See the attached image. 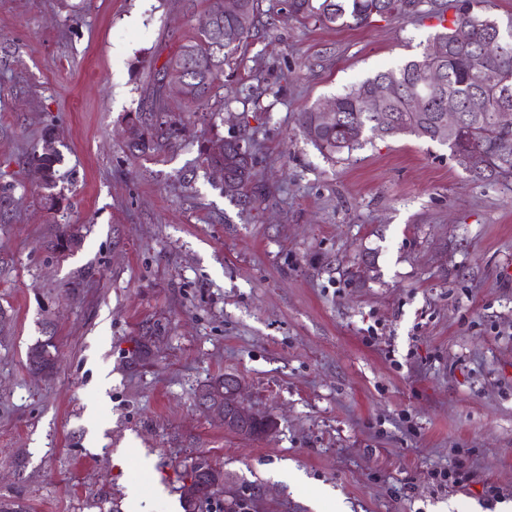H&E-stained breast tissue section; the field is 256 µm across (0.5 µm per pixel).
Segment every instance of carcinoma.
<instances>
[{
    "instance_id": "cac0c4a2",
    "label": "carcinoma",
    "mask_w": 512,
    "mask_h": 512,
    "mask_svg": "<svg viewBox=\"0 0 512 512\" xmlns=\"http://www.w3.org/2000/svg\"><path fill=\"white\" fill-rule=\"evenodd\" d=\"M490 0H288V14L305 22L320 26H361L374 17L406 20L421 13L448 21V26L435 34L419 60H411L397 67L381 71L374 77L354 84L336 96L338 117L328 126L317 123L319 108L302 113L300 125L307 139L331 161L343 159L359 144V129L375 132L376 117L386 118L399 133L448 146L453 159L465 155L481 158L482 166L470 172L478 182L512 180V129L497 125L496 114L512 110V22L502 29L498 21L487 13ZM245 26L234 42L223 43V54L213 57L214 45L224 39V29L236 26L239 20L215 17L210 30H199L196 36L181 45L177 53L162 67L163 71L177 66L188 71L189 78L178 85L160 79L153 91L155 96V121L147 124L136 112L126 121L139 127L137 137L130 141L139 152L155 150L176 132V124L162 119L166 112L165 99L172 95L193 104H202L217 83L223 80L225 69L235 64L236 54L248 38L258 14L259 0H244ZM450 19H445L447 13ZM495 37L503 43V51L496 56H486L481 46L487 38ZM491 68L500 74V86L485 87L478 82L483 70ZM395 80V93L379 103L372 100L376 83ZM460 104L459 115L448 118V97ZM239 141H227L226 152H205V162L210 167H225L238 181V189L225 196L237 200L250 198L252 163L237 159ZM31 165L42 188L48 191L46 200H55L57 186L55 164L57 154L34 151ZM80 234L67 226L50 241L54 251L79 248ZM55 350L47 338L28 348L27 365L34 369L43 365L49 376L55 375L56 364L49 363L43 352ZM224 482V470L209 467L197 481L198 500L195 504L182 503L184 512H202L203 506L219 492Z\"/></svg>"
}]
</instances>
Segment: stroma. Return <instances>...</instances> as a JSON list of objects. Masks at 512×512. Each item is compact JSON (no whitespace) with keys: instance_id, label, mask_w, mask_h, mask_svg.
I'll return each instance as SVG.
<instances>
[{"instance_id":"1","label":"stroma","mask_w":512,"mask_h":512,"mask_svg":"<svg viewBox=\"0 0 512 512\" xmlns=\"http://www.w3.org/2000/svg\"><path fill=\"white\" fill-rule=\"evenodd\" d=\"M184 0H0V501L26 512H183L204 461L258 512H495L512 504V184L447 146L364 133L323 157L306 109L421 58L436 19L323 28L259 18L223 87L141 153ZM53 132L55 203L29 167ZM238 139L256 195L204 149ZM81 247L49 249L60 225ZM54 332L59 368L26 352ZM148 354H141V345ZM232 374L277 418L243 440L198 405ZM463 466L461 486L433 470ZM332 491L320 499L322 488Z\"/></svg>"}]
</instances>
